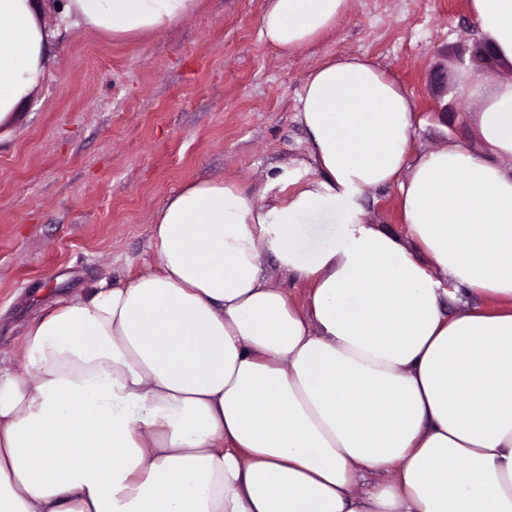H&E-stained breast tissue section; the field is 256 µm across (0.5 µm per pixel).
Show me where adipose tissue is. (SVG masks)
Returning <instances> with one entry per match:
<instances>
[{
  "label": "adipose tissue",
  "instance_id": "1",
  "mask_svg": "<svg viewBox=\"0 0 512 512\" xmlns=\"http://www.w3.org/2000/svg\"><path fill=\"white\" fill-rule=\"evenodd\" d=\"M349 0H267L281 54ZM512 64V0H470ZM196 0H62L115 39ZM41 0H0V126L46 78ZM482 155L416 153L413 98L350 55L296 99L309 157L261 192L196 180L153 220L155 268L34 318L0 365V512H512V82L463 74ZM398 191L407 238L367 223ZM272 257L309 293L262 274ZM449 288H442V281ZM466 297L448 314L449 293Z\"/></svg>",
  "mask_w": 512,
  "mask_h": 512
}]
</instances>
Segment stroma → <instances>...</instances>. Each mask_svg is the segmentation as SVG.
I'll use <instances>...</instances> for the list:
<instances>
[{"label":"stroma","mask_w":512,"mask_h":512,"mask_svg":"<svg viewBox=\"0 0 512 512\" xmlns=\"http://www.w3.org/2000/svg\"><path fill=\"white\" fill-rule=\"evenodd\" d=\"M265 0H197L173 27L115 40L47 7L50 77L0 133V361L24 367L31 319L101 282L150 269L151 224L187 182L262 191L306 158L296 118L305 77L354 54L391 73L425 117L414 146L456 139L474 154L478 101L463 70L512 82V66L473 64L483 48L469 0H349L335 32L289 56L260 36ZM364 218L407 230L391 188L367 193Z\"/></svg>","instance_id":"stroma-1"}]
</instances>
